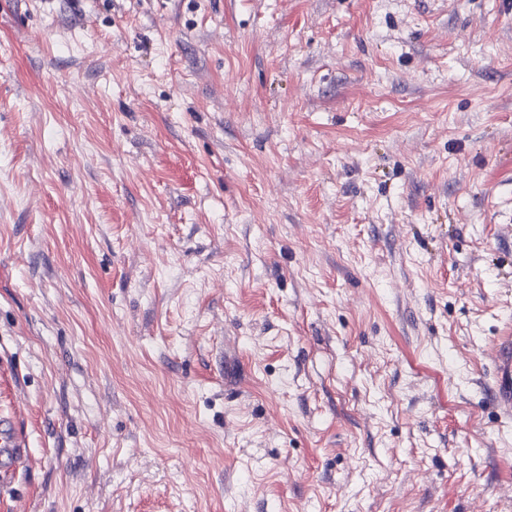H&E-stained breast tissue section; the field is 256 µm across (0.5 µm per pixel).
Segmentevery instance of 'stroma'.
I'll use <instances>...</instances> for the list:
<instances>
[{"mask_svg": "<svg viewBox=\"0 0 512 512\" xmlns=\"http://www.w3.org/2000/svg\"><path fill=\"white\" fill-rule=\"evenodd\" d=\"M512 0H0V512H512ZM495 366L498 375L497 397L512 409V336L506 333L496 341ZM0 465L7 460L10 464L7 467L0 468V474L9 471L10 467L15 465L19 456L23 453V445L15 437L6 433V430L0 428Z\"/></svg>", "mask_w": 512, "mask_h": 512, "instance_id": "obj_1", "label": "stroma"}]
</instances>
